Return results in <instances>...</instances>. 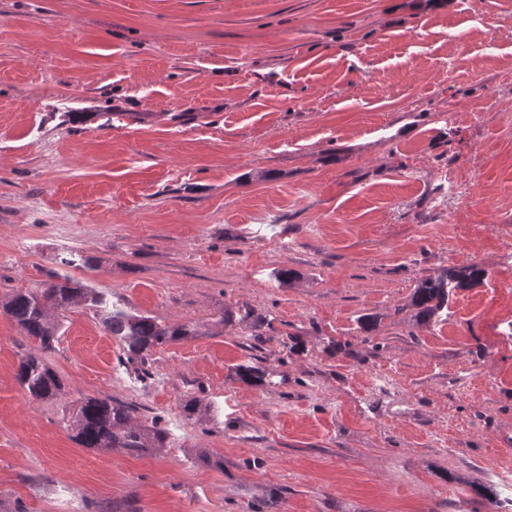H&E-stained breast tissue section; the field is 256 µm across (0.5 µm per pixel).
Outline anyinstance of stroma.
<instances>
[{
	"label": "stroma",
	"mask_w": 512,
	"mask_h": 512,
	"mask_svg": "<svg viewBox=\"0 0 512 512\" xmlns=\"http://www.w3.org/2000/svg\"><path fill=\"white\" fill-rule=\"evenodd\" d=\"M72 253L199 333L141 380L72 306L37 401L0 312V512H512V0H0V297ZM88 396L164 447H81ZM487 278V272L477 264L445 268L435 277L423 278L417 282L411 298L415 321L430 325L442 321L448 310L449 296L462 288L480 285ZM17 380L23 391L34 400H51L61 391L58 375L38 354L20 359Z\"/></svg>",
	"instance_id": "1"
}]
</instances>
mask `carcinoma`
I'll return each mask as SVG.
<instances>
[{
  "label": "carcinoma",
  "instance_id": "carcinoma-1",
  "mask_svg": "<svg viewBox=\"0 0 512 512\" xmlns=\"http://www.w3.org/2000/svg\"><path fill=\"white\" fill-rule=\"evenodd\" d=\"M487 272L477 264L444 269L435 277L417 282L411 298L415 321L429 325L441 320L448 309L449 296L462 288L480 285ZM94 310L104 330L124 345L127 360L137 359L141 372L145 361L159 346L198 335L191 324L169 325L148 315L130 312L117 305L108 306L103 296L67 273H54L37 289L18 290L0 299V309L9 316L23 335L40 343V349L52 347L60 330L51 311H66L78 303ZM238 372L245 380L260 384L267 370L256 365H241ZM17 380L34 400H51L61 391L58 375L37 354L20 359ZM134 405L110 398L90 396L83 399L72 421L75 439L84 448L110 450L121 448L130 455H143L164 446L163 429L134 422Z\"/></svg>",
  "mask_w": 512,
  "mask_h": 512
}]
</instances>
